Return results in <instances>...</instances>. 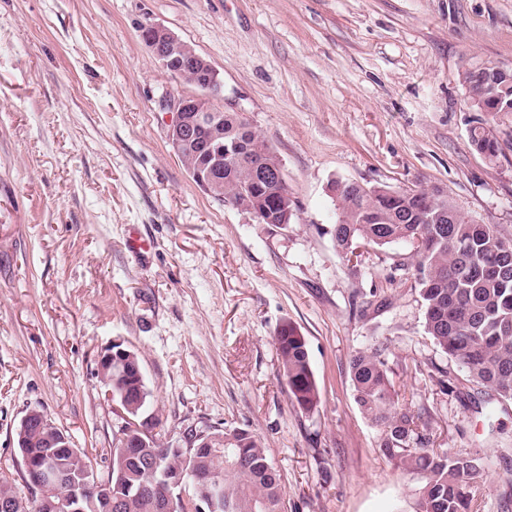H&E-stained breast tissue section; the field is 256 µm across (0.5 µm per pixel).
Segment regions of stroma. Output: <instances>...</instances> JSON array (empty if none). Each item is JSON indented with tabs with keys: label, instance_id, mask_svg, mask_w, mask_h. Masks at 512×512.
<instances>
[{
	"label": "stroma",
	"instance_id": "stroma-1",
	"mask_svg": "<svg viewBox=\"0 0 512 512\" xmlns=\"http://www.w3.org/2000/svg\"><path fill=\"white\" fill-rule=\"evenodd\" d=\"M147 23L217 70L216 108L280 159L298 216L260 224L203 193L169 145V100ZM512 70V0H0V473L44 412L98 479L119 419L97 358H140L164 442L259 436L288 512H418L416 476L387 459L354 400L349 361L382 347L433 447L487 459L479 512H512V402L491 400L427 334L410 245L336 250L333 181L441 188L512 238V112H478L461 73ZM493 130L489 161L470 129ZM153 239L147 256L129 229ZM308 340L321 403L293 404L274 336Z\"/></svg>",
	"mask_w": 512,
	"mask_h": 512
}]
</instances>
